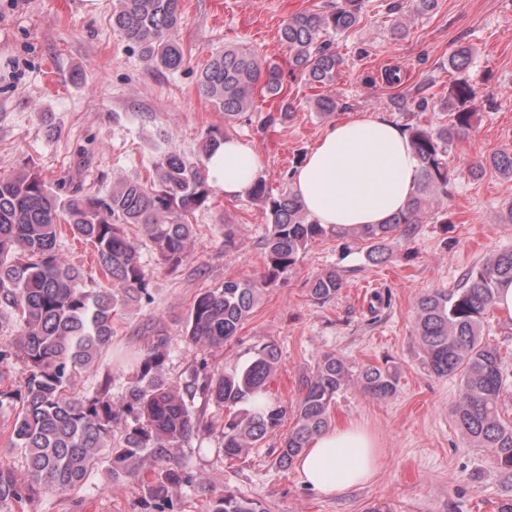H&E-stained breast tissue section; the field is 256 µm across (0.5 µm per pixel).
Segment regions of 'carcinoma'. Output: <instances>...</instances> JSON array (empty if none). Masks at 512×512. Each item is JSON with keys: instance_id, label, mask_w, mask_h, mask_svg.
Instances as JSON below:
<instances>
[{"instance_id": "cac0c4a2", "label": "carcinoma", "mask_w": 512, "mask_h": 512, "mask_svg": "<svg viewBox=\"0 0 512 512\" xmlns=\"http://www.w3.org/2000/svg\"><path fill=\"white\" fill-rule=\"evenodd\" d=\"M181 2L117 0L112 29L150 65L175 72L185 64L177 39ZM362 2L343 0L331 12L308 11L284 20L278 38L292 70L312 84L332 82L341 59L324 35H341L356 26ZM472 56L471 48H459L449 60L450 69L465 71ZM198 86L224 113L227 124L254 108L255 93L275 99L283 90L278 66L243 46L211 54ZM474 97V87L458 79L445 102L448 123L411 128V144L421 163L418 187L405 211L385 224L345 231L316 224L293 188L275 195L259 176L248 197L263 202L268 211L262 279L228 280L199 293L183 344L205 350L224 347L251 313L260 286L286 278L300 254L323 236L367 241L370 260L389 261L391 240L415 232L429 214L431 195L448 193V146L472 128L474 113L468 103ZM486 163L512 178L511 154L495 152L471 174H480ZM208 199L201 167L173 150L161 156L155 175L146 181H118L103 196L79 188L61 196L33 172L0 177V320L8 319L16 328V336L0 346V378L17 360L27 371L23 389H0V409H15L11 447L23 453L30 484L67 496L81 489L104 459L114 481L138 480L145 462H162L164 466L141 482V512H164L174 489L203 485L202 477L186 464L172 461L173 451L192 436L213 432L204 420L205 410L189 400L198 396L205 405L228 409L216 436L217 455L226 460L241 458L280 427L287 408L267 398L268 382L280 361L274 344L263 346L249 364L232 373L215 371L201 358L182 393L169 373L173 344L159 333L147 350L130 357V372L118 395H112L116 377L110 365L91 392L80 398L68 393L76 373L102 362L112 345L118 311L152 301L140 246L125 226L139 225L158 260L173 271L195 243L188 216ZM64 227L92 247L103 280L89 281L80 267L61 259L58 241ZM504 282H512V247L489 255L469 271L461 287L419 297L414 324L427 370L459 381L454 408L459 428L472 446L487 449L492 464L512 480V422L501 418L499 408L505 388L501 358L484 338L485 315L494 309L497 288ZM343 286V274L329 269L313 279L309 294L313 301L326 303ZM349 381L343 358L324 353L317 359L296 403V425L276 451L278 467L290 468L309 442L329 428L332 403ZM357 384L364 394L383 400L397 392L398 375L388 366H370L359 373ZM23 495L12 473L0 467V504L20 502ZM208 512L266 509L226 489L210 492Z\"/></svg>"}]
</instances>
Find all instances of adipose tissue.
Instances as JSON below:
<instances>
[{"mask_svg": "<svg viewBox=\"0 0 512 512\" xmlns=\"http://www.w3.org/2000/svg\"><path fill=\"white\" fill-rule=\"evenodd\" d=\"M208 182L225 197L244 196L262 171L254 147L234 137L204 160ZM420 178L408 133L373 114L337 121L294 174V189L311 219L337 229L386 223L405 208ZM382 450L349 423L315 436L296 461L300 481L325 497L372 482Z\"/></svg>", "mask_w": 512, "mask_h": 512, "instance_id": "1", "label": "adipose tissue"}]
</instances>
